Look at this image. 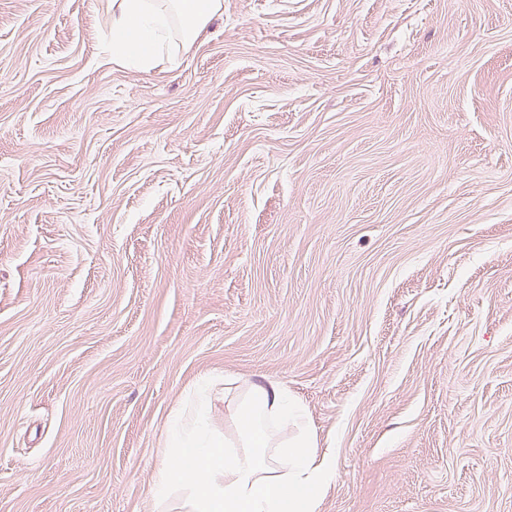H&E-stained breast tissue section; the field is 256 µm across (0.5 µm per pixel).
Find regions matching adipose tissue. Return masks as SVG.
<instances>
[{
	"label": "adipose tissue",
	"mask_w": 512,
	"mask_h": 512,
	"mask_svg": "<svg viewBox=\"0 0 512 512\" xmlns=\"http://www.w3.org/2000/svg\"><path fill=\"white\" fill-rule=\"evenodd\" d=\"M223 9V0H103L112 60L177 66L183 44ZM218 391V378H207L172 411L154 472L157 512H318L336 460L319 452L301 401L283 387L253 386L222 423Z\"/></svg>",
	"instance_id": "1"
}]
</instances>
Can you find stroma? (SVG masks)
Segmentation results:
<instances>
[{"mask_svg": "<svg viewBox=\"0 0 512 512\" xmlns=\"http://www.w3.org/2000/svg\"><path fill=\"white\" fill-rule=\"evenodd\" d=\"M182 57L0 0V512H156L208 375L303 403L319 512H512V0H224Z\"/></svg>", "mask_w": 512, "mask_h": 512, "instance_id": "1", "label": "stroma"}]
</instances>
